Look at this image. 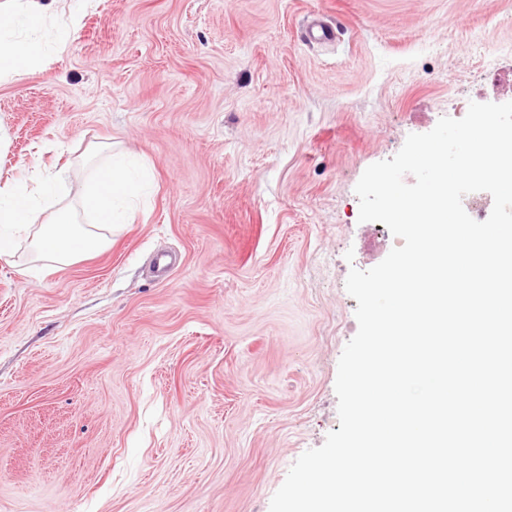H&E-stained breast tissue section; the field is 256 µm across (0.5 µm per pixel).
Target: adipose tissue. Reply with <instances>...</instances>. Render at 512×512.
Listing matches in <instances>:
<instances>
[{
	"instance_id": "1",
	"label": "adipose tissue",
	"mask_w": 512,
	"mask_h": 512,
	"mask_svg": "<svg viewBox=\"0 0 512 512\" xmlns=\"http://www.w3.org/2000/svg\"><path fill=\"white\" fill-rule=\"evenodd\" d=\"M40 0L0 8V79L29 73L42 64L37 39L20 38L18 30L35 27L42 16ZM98 165L91 186L75 203L59 206L57 195L66 182L65 170L47 172L40 190H32L27 177L0 186V261L16 256V236H25L35 260L50 267L105 249L113 225L126 223L129 203L151 187L150 171L143 161L115 144L93 148ZM48 223H37L42 213Z\"/></svg>"
}]
</instances>
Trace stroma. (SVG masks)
Masks as SVG:
<instances>
[{"label": "stroma", "instance_id": "stroma-1", "mask_svg": "<svg viewBox=\"0 0 512 512\" xmlns=\"http://www.w3.org/2000/svg\"><path fill=\"white\" fill-rule=\"evenodd\" d=\"M46 2L41 70L0 80V184L78 191L116 142L156 187L100 253L0 262V512H269L340 428L349 270L390 252L355 186L459 102L512 101V0Z\"/></svg>", "mask_w": 512, "mask_h": 512}]
</instances>
